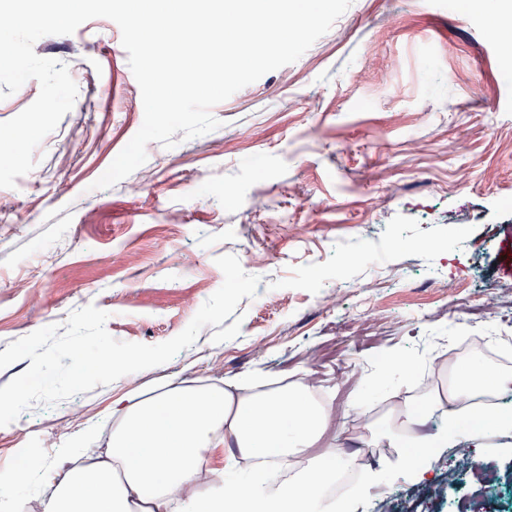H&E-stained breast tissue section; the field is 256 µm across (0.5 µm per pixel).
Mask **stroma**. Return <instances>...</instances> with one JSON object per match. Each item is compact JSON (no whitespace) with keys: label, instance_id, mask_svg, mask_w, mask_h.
Listing matches in <instances>:
<instances>
[{"label":"stroma","instance_id":"obj_1","mask_svg":"<svg viewBox=\"0 0 512 512\" xmlns=\"http://www.w3.org/2000/svg\"><path fill=\"white\" fill-rule=\"evenodd\" d=\"M476 0H352L297 61L269 72L212 109L218 129L165 148L107 189H93L143 123L140 88L118 25L94 18L34 51L65 63L75 104L36 148L34 169L0 190V352L10 342L95 305L117 340L159 344L182 332L235 255L259 276L221 325L149 373L38 404L0 427V469L20 454L52 461L88 424L112 427L113 390L155 381H235L269 387L315 380L316 398L343 424L368 423L382 404L354 400L390 358L407 360L402 388L415 397L443 336L512 334V306L488 316V296L512 284V56ZM55 434L58 446L43 447ZM389 479L349 499L374 512L385 491L425 486L376 451ZM509 483L512 436L472 449Z\"/></svg>","mask_w":512,"mask_h":512}]
</instances>
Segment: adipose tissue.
<instances>
[{"instance_id": "1", "label": "adipose tissue", "mask_w": 512, "mask_h": 512, "mask_svg": "<svg viewBox=\"0 0 512 512\" xmlns=\"http://www.w3.org/2000/svg\"><path fill=\"white\" fill-rule=\"evenodd\" d=\"M312 382L259 390L254 378L219 385L200 379L154 388L132 387L112 397V433L100 442L81 432L69 463L45 466L0 484L8 512H31L34 474L46 486L41 512H344L328 491L351 463L350 456L325 459L313 453L333 414L312 396ZM394 406L366 425L370 448H395L397 466L405 449L453 446L466 433L472 447L512 433V412L476 406L477 426L466 427L455 403L485 394L512 393V369L466 368L455 384L425 396H403L392 384ZM440 416V430L416 432L421 416ZM237 491H226L225 477Z\"/></svg>"}]
</instances>
